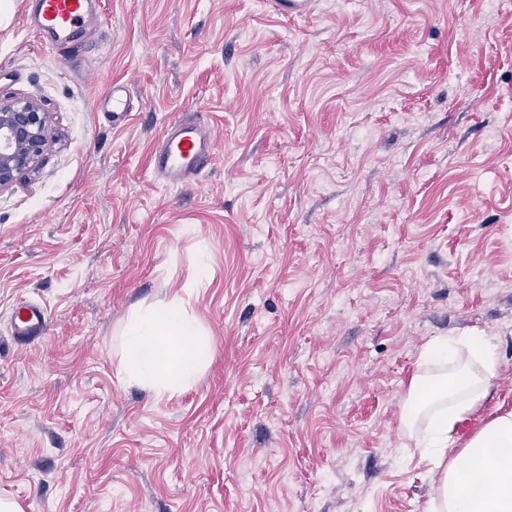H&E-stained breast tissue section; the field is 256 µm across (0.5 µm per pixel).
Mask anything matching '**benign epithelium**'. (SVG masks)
<instances>
[{
    "label": "benign epithelium",
    "instance_id": "1",
    "mask_svg": "<svg viewBox=\"0 0 512 512\" xmlns=\"http://www.w3.org/2000/svg\"><path fill=\"white\" fill-rule=\"evenodd\" d=\"M49 129V115L37 102L0 99V191L37 168Z\"/></svg>",
    "mask_w": 512,
    "mask_h": 512
}]
</instances>
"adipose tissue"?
<instances>
[{
  "label": "adipose tissue",
  "mask_w": 512,
  "mask_h": 512,
  "mask_svg": "<svg viewBox=\"0 0 512 512\" xmlns=\"http://www.w3.org/2000/svg\"><path fill=\"white\" fill-rule=\"evenodd\" d=\"M210 344L198 319L179 299L139 306L124 330L119 375L152 391L171 393L193 382ZM424 364L441 368L411 382L403 422L426 426L415 439L440 472L428 512H512V410L488 421L457 457H449L461 420L485 398L500 360L489 337L437 338L423 349Z\"/></svg>",
  "instance_id": "1"
}]
</instances>
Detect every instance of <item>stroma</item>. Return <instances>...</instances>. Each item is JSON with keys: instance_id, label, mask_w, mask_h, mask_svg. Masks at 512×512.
<instances>
[{"instance_id": "35a3bbf8", "label": "stroma", "mask_w": 512, "mask_h": 512, "mask_svg": "<svg viewBox=\"0 0 512 512\" xmlns=\"http://www.w3.org/2000/svg\"><path fill=\"white\" fill-rule=\"evenodd\" d=\"M0 0V98L51 116L0 192V497L24 512H425L402 407L423 347L491 336L459 443L512 410V0H102L76 60ZM138 106L116 126L113 82ZM215 131L155 180L165 126ZM182 298L195 382L122 381L121 330ZM46 305L34 344L16 302ZM314 3V0H271L268 6L279 16L298 19L308 16ZM216 153L211 127L185 119L167 126L152 156L151 171L168 186L198 180Z\"/></svg>"}]
</instances>
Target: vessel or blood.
Instances as JSON below:
<instances>
[{"label": "vessel or blood", "mask_w": 512, "mask_h": 512, "mask_svg": "<svg viewBox=\"0 0 512 512\" xmlns=\"http://www.w3.org/2000/svg\"><path fill=\"white\" fill-rule=\"evenodd\" d=\"M314 0H269L275 14L303 18L313 9ZM99 11L96 0H33L34 28L46 48L70 54L81 47L79 37L94 25ZM113 123L125 121L136 108L128 84L113 83L107 101ZM216 153V137L211 127L185 119L167 126L152 156L151 171L164 184L175 187L198 180ZM14 336L34 343L47 330L48 314L43 305L18 303L12 309Z\"/></svg>", "instance_id": "1"}]
</instances>
